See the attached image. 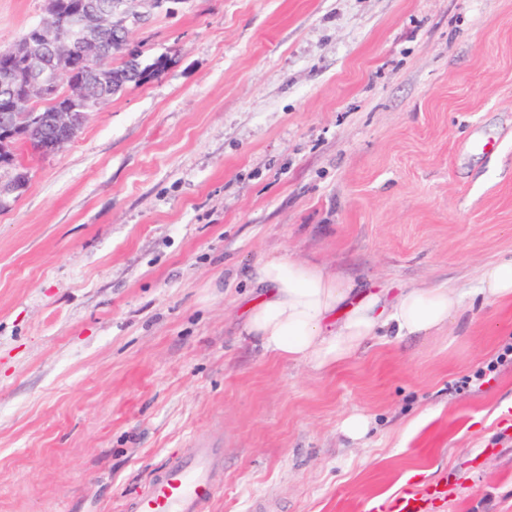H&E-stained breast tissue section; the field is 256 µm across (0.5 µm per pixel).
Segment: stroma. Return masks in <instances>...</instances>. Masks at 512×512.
Instances as JSON below:
<instances>
[{
	"label": "stroma",
	"mask_w": 512,
	"mask_h": 512,
	"mask_svg": "<svg viewBox=\"0 0 512 512\" xmlns=\"http://www.w3.org/2000/svg\"><path fill=\"white\" fill-rule=\"evenodd\" d=\"M112 61L164 71L24 151L0 197V512H129L193 442L224 443L207 512H512V0H165ZM45 0H0V47ZM359 287L445 284L434 336L321 373L242 332L253 265ZM370 416L358 444L338 431ZM472 296L481 297L485 303H508L512 300V256L485 265ZM440 492L436 487H428L424 492L411 488L391 502L372 503L367 512H424L425 502L430 499L427 496H435Z\"/></svg>",
	"instance_id": "obj_1"
}]
</instances>
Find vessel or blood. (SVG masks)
<instances>
[{"mask_svg": "<svg viewBox=\"0 0 512 512\" xmlns=\"http://www.w3.org/2000/svg\"><path fill=\"white\" fill-rule=\"evenodd\" d=\"M220 443H202L155 471L130 504L132 512H204L222 486ZM434 489H408L390 502L374 503L368 512H423Z\"/></svg>", "mask_w": 512, "mask_h": 512, "instance_id": "vessel-or-blood-1", "label": "vessel or blood"}]
</instances>
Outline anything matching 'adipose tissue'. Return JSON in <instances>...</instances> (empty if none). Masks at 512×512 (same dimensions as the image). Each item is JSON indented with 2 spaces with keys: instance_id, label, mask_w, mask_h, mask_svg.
<instances>
[{
  "instance_id": "adipose-tissue-1",
  "label": "adipose tissue",
  "mask_w": 512,
  "mask_h": 512,
  "mask_svg": "<svg viewBox=\"0 0 512 512\" xmlns=\"http://www.w3.org/2000/svg\"><path fill=\"white\" fill-rule=\"evenodd\" d=\"M255 296L243 330L265 354L328 372L374 336H429L463 313V298L448 286L402 288L392 300L361 294L352 278L291 258L256 263ZM473 297L486 303L512 300V257L485 265Z\"/></svg>"
}]
</instances>
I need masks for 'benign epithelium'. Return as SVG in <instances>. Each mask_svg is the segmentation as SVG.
<instances>
[{
    "label": "benign epithelium",
    "instance_id": "1",
    "mask_svg": "<svg viewBox=\"0 0 512 512\" xmlns=\"http://www.w3.org/2000/svg\"><path fill=\"white\" fill-rule=\"evenodd\" d=\"M46 14L47 17L31 30L29 44L19 52L25 74L23 86H18L10 73L0 75V98L11 107V111L0 118V140L5 142L10 133L18 132L13 127L14 118L27 113L34 118V123L24 134L48 154L73 139L75 120L67 104L105 99L108 66L103 36L106 27L114 28L116 24L113 23L112 0H81L78 11L68 17L56 5L48 7ZM75 51L80 56L82 78L59 80L60 63ZM42 99L52 100L56 109L36 117L31 109Z\"/></svg>",
    "mask_w": 512,
    "mask_h": 512
}]
</instances>
